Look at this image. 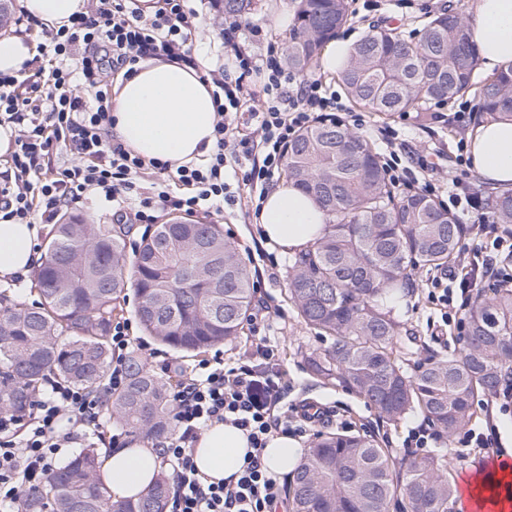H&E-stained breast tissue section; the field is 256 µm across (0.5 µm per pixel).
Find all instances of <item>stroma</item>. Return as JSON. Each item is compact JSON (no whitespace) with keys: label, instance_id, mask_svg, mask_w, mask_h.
Returning a JSON list of instances; mask_svg holds the SVG:
<instances>
[{"label":"stroma","instance_id":"35a3bbf8","mask_svg":"<svg viewBox=\"0 0 512 512\" xmlns=\"http://www.w3.org/2000/svg\"><path fill=\"white\" fill-rule=\"evenodd\" d=\"M355 19L345 26L340 35L350 42L359 41L370 25L380 22L397 28L407 39L416 38L419 20L424 13L438 10L441 5H453L464 18L473 15L474 0H349ZM196 13L195 32L191 54L199 68L206 69L224 63V8L222 0H192ZM295 0H256V9L242 21L244 31L259 29L254 38L255 50H263L267 43H275L280 50H287L289 26H277L278 14H294ZM311 78L319 80L327 92L336 98L335 115L338 121L367 139L378 153L395 150L400 166L409 174L408 186L421 188L425 182L442 187L453 182L477 188L482 177L463 160L460 142L469 141L474 132L476 102L464 96L440 106L428 105L423 112L397 113L383 118L378 113L355 107L344 94L335 73L314 68ZM443 112L445 121H436L434 112ZM392 138V146H385V138ZM195 221L206 224L221 223L226 239L234 242L242 260L252 272L255 296L254 306H265L273 319L270 338L279 349V364L286 382L274 412L288 416L292 423H299L300 409L316 404L323 409V418L310 431L299 434L302 448H310L317 434L329 432H362L373 434L382 447L391 449L394 456H412L406 446L411 430L427 426L428 420L421 412L408 414L400 423L389 424L379 419L371 407L355 390L338 384H327L311 376L304 358L313 350L327 346L328 341L319 337L299 316L288 298V272L292 254L265 244L260 227L253 213L233 206L225 208L223 218L198 212ZM428 272L414 277L408 287L393 302V313L403 325L396 349L409 372H416L419 363L439 359L458 349L464 328L463 312L472 303L475 293L454 294L447 310H440L428 297ZM476 419L473 429L495 435V449L512 448V402L501 403L486 396L474 404ZM431 452L444 456L455 478L485 472L492 458L487 453L459 454L457 441L437 437Z\"/></svg>","mask_w":512,"mask_h":512}]
</instances>
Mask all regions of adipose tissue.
<instances>
[{
    "label": "adipose tissue",
    "mask_w": 512,
    "mask_h": 512,
    "mask_svg": "<svg viewBox=\"0 0 512 512\" xmlns=\"http://www.w3.org/2000/svg\"><path fill=\"white\" fill-rule=\"evenodd\" d=\"M25 13L57 29L86 12L87 0H22ZM473 39L484 72L512 67V0H475ZM213 88L198 69L185 64L152 60L140 64L132 78H118L112 88V134L128 150L179 166L199 162L212 147L216 110ZM473 169L498 187L512 186V122L486 121L470 140ZM262 239L281 251H302L319 239L328 217L315 200L295 183L267 192L257 218ZM39 232L35 224L0 223V278L24 275L35 266ZM254 449L247 431L229 423L208 427L194 445L199 473L212 482L239 475ZM302 453L297 439L271 436L261 454L265 469L275 476L291 472ZM102 470L113 500H126L152 483L160 470L157 451L138 444L106 456ZM469 504L484 512L493 505L505 512L512 503V466L500 474L476 480L467 487Z\"/></svg>",
    "instance_id": "1"
}]
</instances>
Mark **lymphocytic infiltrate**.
<instances>
[{"label": "lymphocytic infiltrate", "instance_id": "obj_1", "mask_svg": "<svg viewBox=\"0 0 512 512\" xmlns=\"http://www.w3.org/2000/svg\"><path fill=\"white\" fill-rule=\"evenodd\" d=\"M190 0H159L158 10L143 15L138 0H92L90 13L73 17L70 27L44 32L33 61L12 74L0 72V127L14 134L10 166L0 176V220L13 224H55L63 212L90 195L112 203L117 217L133 224L157 223L162 212L194 215L203 208L223 212L246 204L260 210L255 194L267 191L279 175L291 140L334 109L322 84L301 79L283 64L275 44L255 51L234 17L224 26V48L231 66L205 70L213 85L217 120L209 158L201 164L171 167L145 159L115 142L109 86L103 71L133 76L139 63L160 59L193 64L189 43L195 13ZM248 114L252 133L240 128ZM65 148L77 161L58 164L54 152ZM237 164L242 197L231 189L225 172ZM151 186H141L143 175ZM182 195L167 191L168 183ZM493 254L482 255L461 279L433 276L428 295L447 306L455 290L479 287L488 277L498 285L512 283V244L495 240ZM111 361L105 387L93 394L66 383H50L33 415L23 421L0 418V512H18L22 500L47 478L61 448L82 435L99 434L104 397L121 392L128 382L127 357L134 346L130 326L112 325ZM277 348L258 337L249 356L225 363L222 353L188 368L172 393L174 432L160 453L172 470L174 486L169 512H273L286 505L279 479L264 469L259 455L268 438L290 432L284 418H274L284 383L276 363ZM246 430L255 450L237 481L224 484L201 476L193 448L212 423ZM24 428L14 438V427Z\"/></svg>", "mask_w": 512, "mask_h": 512}]
</instances>
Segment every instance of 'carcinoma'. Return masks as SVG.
<instances>
[{
  "mask_svg": "<svg viewBox=\"0 0 512 512\" xmlns=\"http://www.w3.org/2000/svg\"><path fill=\"white\" fill-rule=\"evenodd\" d=\"M254 0H224L243 17ZM352 19L348 0H297L286 63L304 74ZM469 22L446 5L421 20L415 41L376 27L339 72L356 106L391 116L471 93L476 112L512 120V68L474 80ZM288 179L329 217L324 235L298 254L288 293L300 316L331 338L306 358L310 374L357 391L394 424L421 410L446 438L475 420L474 402L496 391L512 366V289L490 288L465 317L462 347L408 374L395 349L403 327L383 303L414 273L453 264L476 231L439 200L389 181L371 144L322 119L288 147ZM495 224L512 233V190L482 191ZM123 224H79L65 214L36 272L39 300L0 310V415L25 416L51 379L97 392L106 378L112 317L134 290L144 333L184 357L232 342L253 301L252 274L219 224L167 221L126 254ZM128 383L106 399L110 416L149 440L171 431L170 381L128 358ZM98 449L75 451L28 495L20 512H167L170 477L134 499L112 500ZM293 512H456L457 488L443 456L397 459L369 436L319 435L290 483Z\"/></svg>",
  "mask_w": 512,
  "mask_h": 512,
  "instance_id": "carcinoma-1",
  "label": "carcinoma"
}]
</instances>
